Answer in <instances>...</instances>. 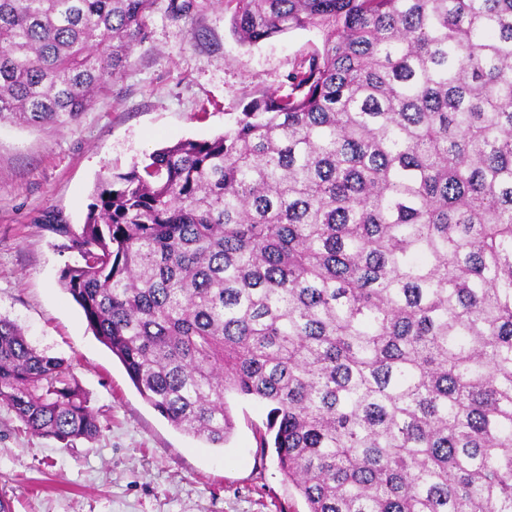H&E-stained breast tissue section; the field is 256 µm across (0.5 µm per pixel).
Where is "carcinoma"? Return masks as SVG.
<instances>
[{
	"instance_id": "cac0c4a2",
	"label": "carcinoma",
	"mask_w": 512,
	"mask_h": 512,
	"mask_svg": "<svg viewBox=\"0 0 512 512\" xmlns=\"http://www.w3.org/2000/svg\"><path fill=\"white\" fill-rule=\"evenodd\" d=\"M157 0H0V120L75 124ZM195 0H169L174 20ZM322 48L234 128L97 183L50 229L61 287L144 398L213 448L227 394L307 512H512V0H238ZM0 405L100 433L62 358L0 317Z\"/></svg>"
}]
</instances>
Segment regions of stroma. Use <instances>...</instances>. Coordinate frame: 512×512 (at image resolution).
<instances>
[{
  "mask_svg": "<svg viewBox=\"0 0 512 512\" xmlns=\"http://www.w3.org/2000/svg\"><path fill=\"white\" fill-rule=\"evenodd\" d=\"M168 3L158 0L148 41L79 123H0V316L70 362L101 426L96 439L66 448L0 406V500L13 512L307 509L272 450L259 446L265 403L229 396L234 430L224 447L184 434L141 397L60 286L79 255L51 227L83 224L104 169L125 171L156 149L223 133L252 100L287 93L289 72L322 46L316 27L240 42L237 0H196L179 20Z\"/></svg>",
  "mask_w": 512,
  "mask_h": 512,
  "instance_id": "1",
  "label": "stroma"
}]
</instances>
